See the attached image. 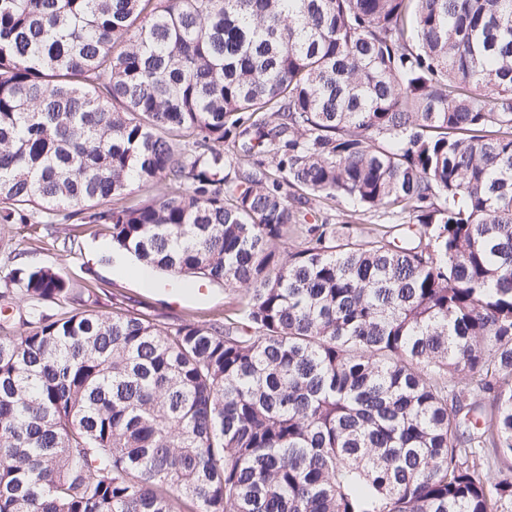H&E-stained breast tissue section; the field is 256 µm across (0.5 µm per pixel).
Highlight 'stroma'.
Returning a JSON list of instances; mask_svg holds the SVG:
<instances>
[{
	"label": "stroma",
	"mask_w": 512,
	"mask_h": 512,
	"mask_svg": "<svg viewBox=\"0 0 512 512\" xmlns=\"http://www.w3.org/2000/svg\"><path fill=\"white\" fill-rule=\"evenodd\" d=\"M70 229V224L58 225L56 236L33 244L22 255V262L54 268L70 282L97 289L102 303L122 302L124 308L146 315L160 324H177L185 319L223 320L225 308L234 299L223 285L211 284L207 287L204 302L175 306L173 300L178 294L176 279L158 273L154 276V287L143 286L126 271L129 257H114L109 265L98 261V253L109 241L108 235L85 236L77 244L67 246L63 240L69 236Z\"/></svg>",
	"instance_id": "obj_1"
}]
</instances>
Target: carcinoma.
Segmentation results:
<instances>
[{
	"mask_svg": "<svg viewBox=\"0 0 512 512\" xmlns=\"http://www.w3.org/2000/svg\"><path fill=\"white\" fill-rule=\"evenodd\" d=\"M61 219L243 294L15 265L0 512H512V0H0V224ZM54 226L58 232L54 237H46L44 243L28 245V251L15 259H7V254L0 249V286L8 269L18 262H25L36 266H48L56 269L65 279L78 283L85 288L97 289L101 302L111 308L112 302H122L123 307L131 312L143 314L160 324H177L184 319L200 321L224 322V310L229 302L235 301L233 295L224 289L222 284H210L200 282L207 288V297L204 302L196 304L188 302L182 307L172 305L174 298L182 293L178 291V285L184 280L155 273V284L152 288L144 287L137 279L128 274L126 266H130V258L114 255L111 265H104L98 261L99 255L93 258V254L101 252L102 247L110 244V236L103 233L98 237L84 236L78 244L70 245L67 242L63 246V240L70 234L72 223ZM58 236V239L56 237ZM155 288H165V292H159Z\"/></svg>",
	"mask_w": 512,
	"mask_h": 512,
	"instance_id": "cac0c4a2",
	"label": "carcinoma"
}]
</instances>
